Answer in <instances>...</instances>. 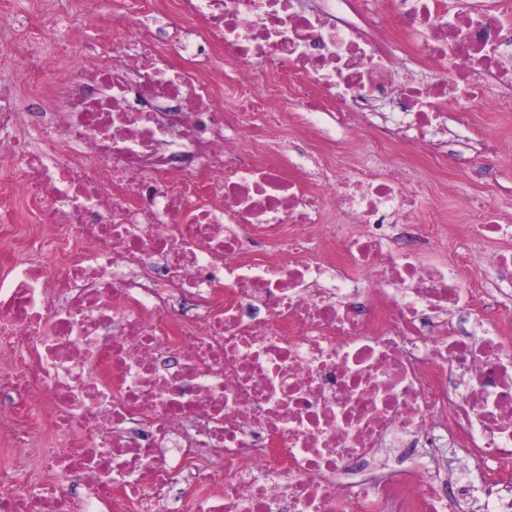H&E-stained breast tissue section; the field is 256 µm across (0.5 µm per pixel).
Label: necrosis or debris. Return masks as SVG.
<instances>
[{
	"label": "necrosis or debris",
	"mask_w": 512,
	"mask_h": 512,
	"mask_svg": "<svg viewBox=\"0 0 512 512\" xmlns=\"http://www.w3.org/2000/svg\"><path fill=\"white\" fill-rule=\"evenodd\" d=\"M105 6L30 0L7 46L0 446L40 476L0 463V512H512V213L468 202L475 256L412 178L512 113V0ZM476 129L487 135L500 136L512 144V113L510 116L499 115L495 112H485L480 107H474ZM348 147L351 155L356 161H370L380 169L398 164L402 161L401 157L395 153H376L373 145L367 142L352 141ZM450 463L462 473H465L469 479L478 483L481 478L480 470L474 461L462 450L450 448L449 450Z\"/></svg>",
	"instance_id": "4bbe7bcc"
}]
</instances>
